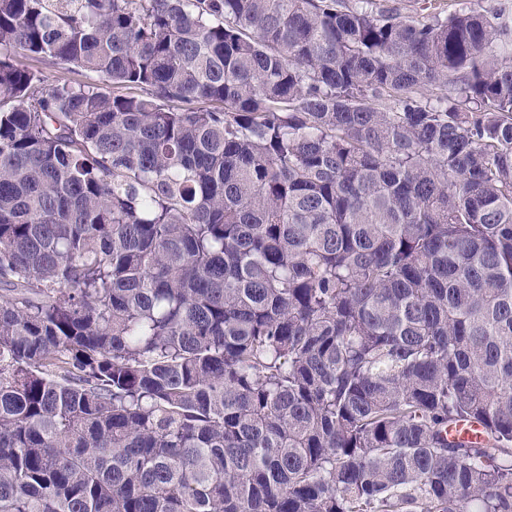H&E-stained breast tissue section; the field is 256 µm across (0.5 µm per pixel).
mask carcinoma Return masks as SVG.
<instances>
[{"label": "carcinoma", "mask_w": 512, "mask_h": 512, "mask_svg": "<svg viewBox=\"0 0 512 512\" xmlns=\"http://www.w3.org/2000/svg\"><path fill=\"white\" fill-rule=\"evenodd\" d=\"M0 512H512V8L0 0ZM26 63L41 72L46 88L52 87L64 81L78 86L85 83H93L95 78L83 70H65L39 58H29Z\"/></svg>", "instance_id": "1"}]
</instances>
